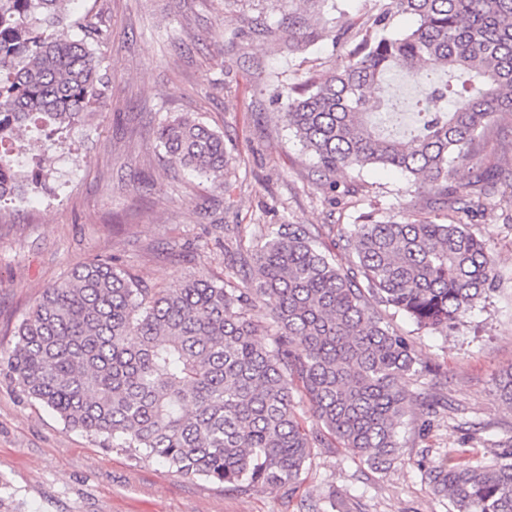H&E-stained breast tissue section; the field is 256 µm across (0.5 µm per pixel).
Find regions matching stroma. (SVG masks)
Masks as SVG:
<instances>
[{
	"label": "stroma",
	"instance_id": "35a3bbf8",
	"mask_svg": "<svg viewBox=\"0 0 512 512\" xmlns=\"http://www.w3.org/2000/svg\"><path fill=\"white\" fill-rule=\"evenodd\" d=\"M71 9L96 29L108 91L71 142L44 147L47 166H69L56 195L0 206V512H453L424 472L453 450L471 464L490 463L512 437V411L496 395L512 369V114L495 119L472 162L449 180L462 187L477 169L502 172L478 212L455 214L487 242L494 290L445 336L384 313L432 367L428 381L451 414L428 428L421 411L405 418L388 469L318 448L294 498L272 486L231 491L69 428L29 398L7 358L30 306L94 258H116L159 288L202 270L223 275L216 224L347 228L372 210L396 221L435 213L407 194L395 171L369 167L326 180L280 120L277 86L344 61L345 47L323 37L286 51L280 22H316L311 0H76ZM182 113L223 133L234 159L231 194L164 159L156 129Z\"/></svg>",
	"mask_w": 512,
	"mask_h": 512
}]
</instances>
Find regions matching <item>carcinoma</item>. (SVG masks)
<instances>
[{
    "instance_id": "1",
    "label": "carcinoma",
    "mask_w": 512,
    "mask_h": 512,
    "mask_svg": "<svg viewBox=\"0 0 512 512\" xmlns=\"http://www.w3.org/2000/svg\"><path fill=\"white\" fill-rule=\"evenodd\" d=\"M71 2L0 0V202L47 189L38 140L24 133L62 144L105 95L103 59L71 36L92 25L72 18ZM318 2L316 35L351 43L344 65L278 92L285 125L317 167L395 169L438 210L481 207L498 172L462 190L448 178L485 127L512 112V0H389L350 37L342 0ZM398 14L416 27L391 33ZM284 24L288 51L308 42L301 21ZM397 68L421 94L387 95ZM157 140L172 165L227 189L222 134L183 114ZM337 232L356 258L345 271L304 224H216L224 276L170 288H150L114 260L83 262L32 305L8 366L67 426L232 490L269 485L291 496L316 448L387 468L412 407L433 413L439 400L405 385L430 370L378 307L446 335L495 287L494 263L485 241L454 220L368 212ZM425 478L455 512H512L511 447L487 465L450 456Z\"/></svg>"
}]
</instances>
